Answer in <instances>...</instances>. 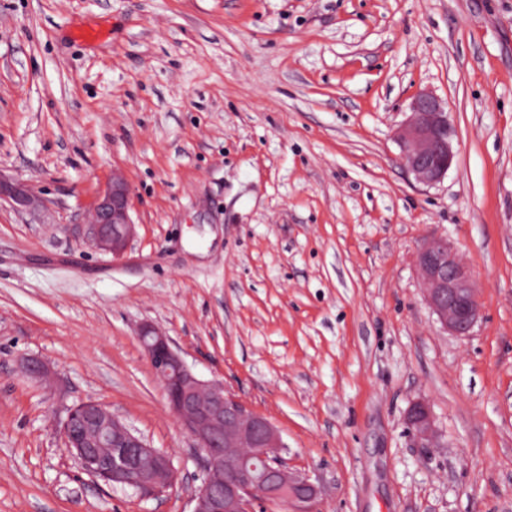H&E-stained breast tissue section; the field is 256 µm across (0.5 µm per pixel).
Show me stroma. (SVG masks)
Segmentation results:
<instances>
[{
    "instance_id": "obj_1",
    "label": "stroma",
    "mask_w": 512,
    "mask_h": 512,
    "mask_svg": "<svg viewBox=\"0 0 512 512\" xmlns=\"http://www.w3.org/2000/svg\"><path fill=\"white\" fill-rule=\"evenodd\" d=\"M421 90L457 131L433 185L394 138ZM116 170L118 257L80 233ZM0 172L44 201L0 202V512H190L146 323L279 429L311 512H512V0H0ZM438 237L475 277L467 337L424 299ZM86 400L172 457V492L80 470ZM410 409H412V416L407 420L409 429L417 441L422 444L423 441L430 438L433 431L430 410L423 402H414Z\"/></svg>"
}]
</instances>
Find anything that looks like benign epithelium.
<instances>
[{"instance_id": "1", "label": "benign epithelium", "mask_w": 512, "mask_h": 512, "mask_svg": "<svg viewBox=\"0 0 512 512\" xmlns=\"http://www.w3.org/2000/svg\"><path fill=\"white\" fill-rule=\"evenodd\" d=\"M408 110L396 132L402 163L416 182L436 184L453 163L456 130L443 100L429 91L413 95ZM130 197L125 177L112 172L93 207L92 223L84 225L83 235L90 244L114 256L124 252L134 234ZM0 199L16 209L32 203L26 186L2 174ZM417 261L426 300L442 326L455 336L470 335L481 314L473 273L439 238L422 246ZM139 340L170 411L196 442L203 475L192 495L191 512H254L256 502L286 503L293 512H310L320 488L288 468L276 426L224 388L223 382L198 378L168 336L155 327L142 326ZM22 366L31 377L49 373L48 364L39 358H27ZM411 409L409 429L421 443L433 431L430 410L423 402L413 403ZM61 431L80 469L110 488H131L149 500L177 483L171 456L151 447L100 402L89 400L69 408Z\"/></svg>"}]
</instances>
